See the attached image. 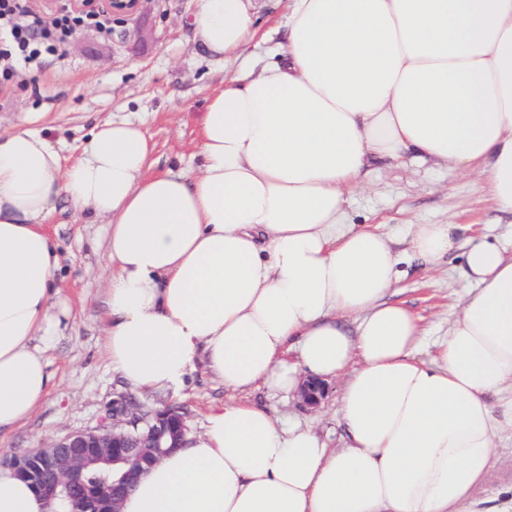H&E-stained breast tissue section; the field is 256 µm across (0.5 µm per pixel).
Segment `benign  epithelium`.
Segmentation results:
<instances>
[{
    "label": "benign epithelium",
    "mask_w": 512,
    "mask_h": 512,
    "mask_svg": "<svg viewBox=\"0 0 512 512\" xmlns=\"http://www.w3.org/2000/svg\"><path fill=\"white\" fill-rule=\"evenodd\" d=\"M141 424L148 425L142 447L156 449L151 456L133 455L126 444L122 427ZM187 429L186 416L171 406L145 410L122 397L104 410L96 427L69 433L25 458L16 456L12 464L21 477L33 481L53 500L62 493L75 497L83 471L94 461L108 463L118 472L99 484L100 500L87 512H120L126 488L168 449L181 447Z\"/></svg>",
    "instance_id": "7a95c632"
}]
</instances>
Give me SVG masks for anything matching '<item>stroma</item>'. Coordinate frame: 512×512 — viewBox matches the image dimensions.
<instances>
[{
	"instance_id": "stroma-1",
	"label": "stroma",
	"mask_w": 512,
	"mask_h": 512,
	"mask_svg": "<svg viewBox=\"0 0 512 512\" xmlns=\"http://www.w3.org/2000/svg\"><path fill=\"white\" fill-rule=\"evenodd\" d=\"M198 5L199 0H138L132 9L113 13L111 38L79 31L61 56L48 57L27 83L0 86V130L19 124L38 129L64 146L71 161L96 124L129 118L141 124L155 146L153 172L195 176L206 98L222 89L225 79L276 60L286 38L288 0H256L257 36L243 56L227 62L211 59L195 41L189 21ZM451 218L463 229L437 269L408 255L413 225L444 224ZM344 221L386 233L405 253L404 275L392 299L418 318L424 338L415 357L426 362L436 355L435 343L447 336L469 288L464 252L481 239L512 241V214L496 210L476 178L444 163H373L365 189L350 194ZM106 223L103 217L77 214L66 201L46 223L61 254L54 284L72 308L74 325L48 352L53 381L40 408L0 435L2 459L95 427L113 399L128 393L104 351ZM342 386L339 378L328 382L314 406L262 387L244 398L266 405L284 423L315 428L337 447ZM235 397L199 367L187 388L166 402L186 411L189 432L196 435L211 404ZM475 498L480 512H512L511 437L497 439L491 476Z\"/></svg>"
}]
</instances>
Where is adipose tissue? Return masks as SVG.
Returning a JSON list of instances; mask_svg holds the SVG:
<instances>
[{
	"instance_id": "1",
	"label": "adipose tissue",
	"mask_w": 512,
	"mask_h": 512,
	"mask_svg": "<svg viewBox=\"0 0 512 512\" xmlns=\"http://www.w3.org/2000/svg\"><path fill=\"white\" fill-rule=\"evenodd\" d=\"M191 25L238 58L253 2L200 0ZM288 31L277 60L208 97L195 177L151 173L131 120L98 125L68 165L38 131H0V433L43 402L44 353L71 324L45 230L65 199L108 219L104 350L133 391L179 392L199 360L235 391L347 376L343 447L216 404L122 512H464L512 434V248L470 245L472 288L418 361L419 323L385 300L402 259L344 224L345 192L373 160L412 156L477 176L512 212V0H291ZM458 230L413 225L411 246L437 261ZM0 512L51 509L0 467Z\"/></svg>"
}]
</instances>
